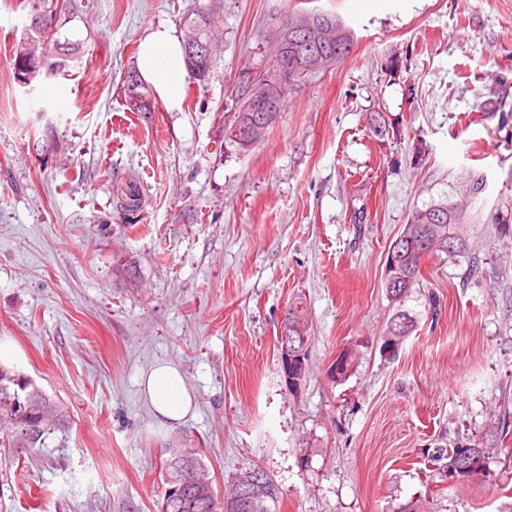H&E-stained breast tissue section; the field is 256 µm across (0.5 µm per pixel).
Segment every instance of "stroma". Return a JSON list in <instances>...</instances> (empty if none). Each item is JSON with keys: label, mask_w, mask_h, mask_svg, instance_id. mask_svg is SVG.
Instances as JSON below:
<instances>
[{"label": "stroma", "mask_w": 512, "mask_h": 512, "mask_svg": "<svg viewBox=\"0 0 512 512\" xmlns=\"http://www.w3.org/2000/svg\"><path fill=\"white\" fill-rule=\"evenodd\" d=\"M18 2L0 0V339L69 424L29 453L0 448V512H157L172 448L197 450L221 490L262 467L280 512L425 497L432 512H512L498 441L512 417V239L498 225L512 216V0H314L352 50L241 153L224 149L222 114L297 0H70L58 38L75 50L30 87L11 70L29 23ZM197 9L218 19L208 80L186 84L181 111H129L141 38L183 33ZM475 178L469 252L427 257L394 303L386 256L411 210ZM132 181L147 192L131 227L113 200ZM297 297L311 341L293 393L277 338ZM399 310L413 329L384 349ZM347 349L352 370L332 381ZM159 362L194 397L176 425L142 387ZM468 437L489 448L490 477L429 462Z\"/></svg>", "instance_id": "stroma-1"}]
</instances>
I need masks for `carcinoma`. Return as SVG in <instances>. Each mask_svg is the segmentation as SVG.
Instances as JSON below:
<instances>
[{"label":"carcinoma","instance_id":"obj_1","mask_svg":"<svg viewBox=\"0 0 512 512\" xmlns=\"http://www.w3.org/2000/svg\"><path fill=\"white\" fill-rule=\"evenodd\" d=\"M36 8L30 14L42 16L52 22L56 21L58 12L68 7L67 0H32ZM39 27L29 28L30 39L16 46L12 59L13 71L23 70L28 66H37L40 55L62 66L69 47L60 43L55 35L47 33L39 36ZM354 43L352 30L343 24L335 14L326 13V41L318 45L302 42L295 47L301 58L316 57L321 59L319 66L312 68L305 75L288 80L287 90L309 80L321 72L333 69L341 63L351 51ZM234 105L239 115L250 122L262 124L261 136H266L278 116L276 112L251 111L250 99L235 93ZM224 144L235 152H246L250 146L237 140L238 127L235 118L224 112ZM133 184L126 185L125 192L117 201L116 208L128 221L137 218L142 206V199L132 192ZM470 215L462 203L455 200V195L445 197L414 209L400 235L388 248L385 270L387 293L396 303L404 301L409 291L418 284L422 277L419 266L420 255L416 232L426 229L435 247L432 253H444L448 256H460L468 253V245L462 232V225L469 223ZM454 240L453 249H448V240ZM281 327L288 335L296 337L294 341L278 340V348L284 344L292 345L297 351L306 355L310 346V330L307 314L302 302L292 301L284 312ZM412 327L410 317L397 312L388 330L389 340L384 342L385 349H390L395 341L409 334ZM67 412L62 405L40 389L27 382L16 371L0 365V447L12 448L25 452L44 443L47 435L55 429L65 426ZM435 459L446 460L444 469L450 478H475L489 470L490 452L483 443L472 440H459L448 448L435 450ZM261 472L259 466L246 467L232 478L229 495L233 500L223 503L209 478L205 464L197 452L190 448H171L169 457L161 469L163 492L158 502L159 512H224L229 507L232 512H279L280 490L271 484V492L263 501L252 502L243 494L246 483L241 476L246 472Z\"/></svg>","mask_w":512,"mask_h":512}]
</instances>
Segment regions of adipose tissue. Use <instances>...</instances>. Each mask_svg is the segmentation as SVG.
<instances>
[{"mask_svg":"<svg viewBox=\"0 0 512 512\" xmlns=\"http://www.w3.org/2000/svg\"><path fill=\"white\" fill-rule=\"evenodd\" d=\"M137 66L169 110H180L188 77L181 40L174 29L158 25L148 30L140 43ZM145 393L155 416L164 423L183 420L194 406L181 371L158 364L146 377Z\"/></svg>","mask_w":512,"mask_h":512,"instance_id":"1","label":"adipose tissue"}]
</instances>
